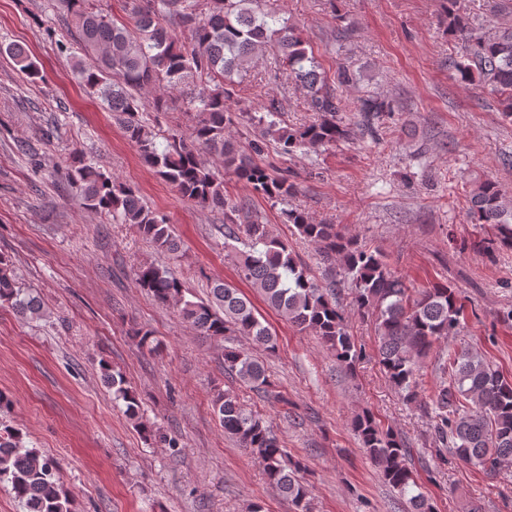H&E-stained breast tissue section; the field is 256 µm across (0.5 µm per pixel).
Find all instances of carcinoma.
<instances>
[{
	"mask_svg": "<svg viewBox=\"0 0 512 512\" xmlns=\"http://www.w3.org/2000/svg\"><path fill=\"white\" fill-rule=\"evenodd\" d=\"M55 2L89 55V60L74 68L86 92L119 113L123 132L141 158L181 197L224 211V239L245 246L237 255L240 276L267 305L292 326L314 331L345 368L355 367L360 353L336 306V276L322 282L311 278L296 262L288 242L275 236L262 217L245 210L244 203L224 193V180L201 153L218 155L224 172L243 182L252 195L285 203L297 192L296 183L270 173L255 161L256 155L270 144L290 154L356 139L374 130L376 115L390 111L389 104L363 99L362 120L343 122L333 84H353L356 74L346 63L338 64L331 77L320 72L297 26L262 9V0H206L204 14L199 12L198 0H124L130 22L121 26L101 7V0ZM442 14L448 32L465 48L460 58L448 59V66L464 79L476 77L492 87L500 111L511 119L512 28L492 35L482 31L461 0H442ZM170 23L191 29V41L177 43ZM268 47L275 49L276 62L288 78L306 89L313 120L298 127L283 126L280 107L274 102L262 112H233L227 106L234 94V76ZM5 52L29 77L38 76L36 63L22 47L10 45ZM189 82L194 84L188 98L194 119L192 139L171 134L158 140L143 113L167 111L168 100L157 97L148 105L138 91L156 84L174 88ZM238 123L255 129V138L246 147L230 133ZM67 175L87 208L131 225L161 251L179 250L166 218L147 209L136 190L79 158L71 161ZM282 214L286 223L316 246L329 270L340 271L353 305L361 315L373 318L379 364L403 399L416 401L419 362L436 343L459 335L463 309L456 290L446 284L411 288L392 272L381 250L346 235L339 225L316 222L299 209L286 208ZM468 217L470 223L490 229L475 248H512V201L505 199L494 180L473 183ZM135 280L158 301L175 305L199 335L219 345L226 336H247L267 351L276 348L275 337L258 318L251 300L229 284L218 282L211 298L193 300L181 279L165 268L142 265L135 270ZM0 302L23 318L46 316L39 298L18 282L5 258H0ZM442 371L448 379L432 400L436 439L450 447L458 460L496 475L512 461V380L466 346L448 353ZM224 372L253 391L273 394L264 364L242 349L224 345ZM104 381L112 387L113 400L123 403L125 413L139 418V396L127 386L123 374L107 369ZM212 407L224 434L262 460L270 484L291 501L296 512H309L305 465L288 458L267 421L228 391H217ZM354 427L383 479L409 497L413 512H434L418 491L407 462L409 449L394 429L382 426L368 412L355 418ZM0 482L10 484L23 512H77L74 498L60 481L56 461L25 447L20 433L10 428L0 431Z\"/></svg>",
	"mask_w": 512,
	"mask_h": 512,
	"instance_id": "cac0c4a2",
	"label": "carcinoma"
}]
</instances>
